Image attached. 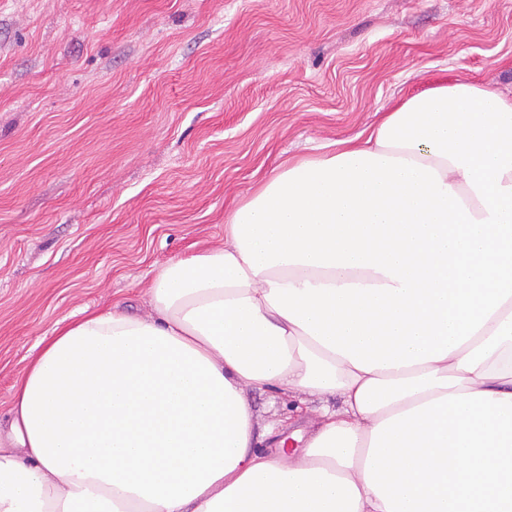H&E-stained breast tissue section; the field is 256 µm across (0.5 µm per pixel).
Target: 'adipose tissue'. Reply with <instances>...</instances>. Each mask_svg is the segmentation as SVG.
Here are the masks:
<instances>
[{"label":"adipose tissue","instance_id":"adipose-tissue-1","mask_svg":"<svg viewBox=\"0 0 512 512\" xmlns=\"http://www.w3.org/2000/svg\"><path fill=\"white\" fill-rule=\"evenodd\" d=\"M147 298L38 342L0 512H512V98L438 85L289 161ZM249 389L341 404L267 451Z\"/></svg>","mask_w":512,"mask_h":512}]
</instances>
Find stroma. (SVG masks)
<instances>
[{"mask_svg": "<svg viewBox=\"0 0 512 512\" xmlns=\"http://www.w3.org/2000/svg\"><path fill=\"white\" fill-rule=\"evenodd\" d=\"M460 79L512 97V0H0V414L41 337L150 314L274 169Z\"/></svg>", "mask_w": 512, "mask_h": 512, "instance_id": "obj_1", "label": "stroma"}]
</instances>
